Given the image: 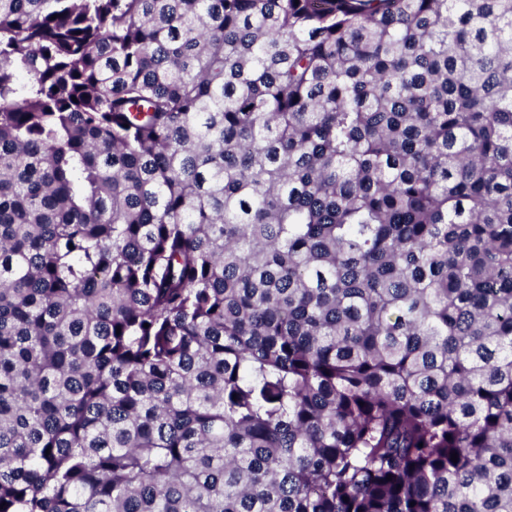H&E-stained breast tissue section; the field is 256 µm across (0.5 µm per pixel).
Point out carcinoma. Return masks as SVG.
<instances>
[{"instance_id": "cac0c4a2", "label": "carcinoma", "mask_w": 512, "mask_h": 512, "mask_svg": "<svg viewBox=\"0 0 512 512\" xmlns=\"http://www.w3.org/2000/svg\"><path fill=\"white\" fill-rule=\"evenodd\" d=\"M1 503L512 512V0H0Z\"/></svg>"}]
</instances>
